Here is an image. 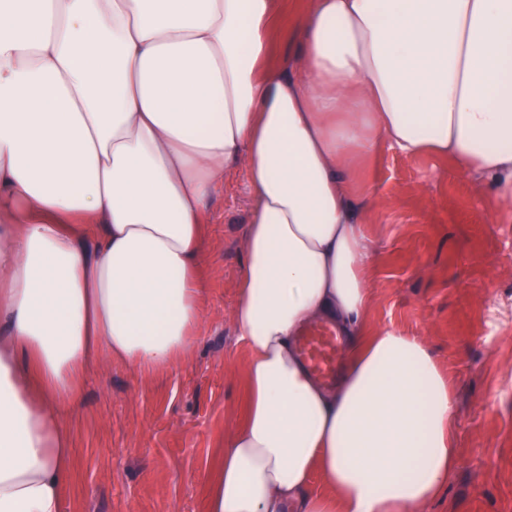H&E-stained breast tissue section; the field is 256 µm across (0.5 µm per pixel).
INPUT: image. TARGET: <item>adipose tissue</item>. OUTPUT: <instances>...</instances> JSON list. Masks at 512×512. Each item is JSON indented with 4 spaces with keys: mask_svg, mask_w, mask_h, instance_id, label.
Segmentation results:
<instances>
[{
    "mask_svg": "<svg viewBox=\"0 0 512 512\" xmlns=\"http://www.w3.org/2000/svg\"><path fill=\"white\" fill-rule=\"evenodd\" d=\"M0 0V512H63L95 360L193 351L209 203L253 194L235 332L246 407L206 512H420L459 463L449 375L369 326L353 204L388 150L512 203V0ZM346 342L335 385L296 349ZM321 489H313V479ZM315 325V326H314ZM296 339L299 355L309 370L326 383L336 377V365L340 352V343L336 332L328 325L314 322Z\"/></svg>",
    "mask_w": 512,
    "mask_h": 512,
    "instance_id": "obj_1",
    "label": "adipose tissue"
}]
</instances>
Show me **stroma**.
<instances>
[{"instance_id": "1", "label": "stroma", "mask_w": 512, "mask_h": 512, "mask_svg": "<svg viewBox=\"0 0 512 512\" xmlns=\"http://www.w3.org/2000/svg\"><path fill=\"white\" fill-rule=\"evenodd\" d=\"M356 209L382 245L369 316L421 337L454 383L460 464L421 512H512V213L452 162L383 152ZM251 209L244 170L208 210L207 298L196 347L169 373L100 363L65 413L74 476L64 512H205L242 414L233 313Z\"/></svg>"}]
</instances>
